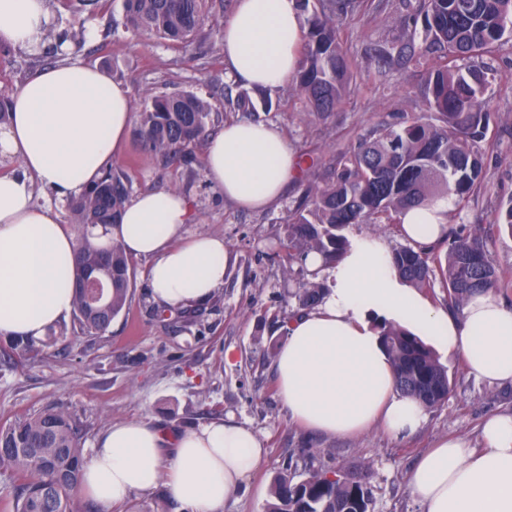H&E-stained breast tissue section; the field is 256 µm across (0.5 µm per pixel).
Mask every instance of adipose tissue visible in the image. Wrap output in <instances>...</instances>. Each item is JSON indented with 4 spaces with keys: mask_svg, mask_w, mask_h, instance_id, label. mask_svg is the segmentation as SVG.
Returning <instances> with one entry per match:
<instances>
[{
    "mask_svg": "<svg viewBox=\"0 0 512 512\" xmlns=\"http://www.w3.org/2000/svg\"><path fill=\"white\" fill-rule=\"evenodd\" d=\"M55 15L49 0H0V44L36 48ZM224 64L250 88L274 89L298 69L303 29L295 0H236L222 24ZM128 90L108 73L74 56L33 72L12 96L0 126V335L36 341L74 308L70 284L77 242L35 187L77 197L96 183L117 154L132 122ZM208 181L244 210L269 207L300 159L272 124L229 122L204 152ZM447 199L406 211L403 233L429 244L448 222ZM189 204L175 192H144L127 204L108 235L125 252L149 260L155 300L168 308L204 301L224 283L229 248L216 236H186ZM325 268L322 302L295 317L274 365L289 418L308 430L355 437L384 427L400 437L425 422V407L402 395L377 322L420 336L468 373L491 384L512 383V308L494 292L473 295L462 311L435 308L394 270L382 239L353 237ZM480 447L444 437L408 475L422 512H512V412L485 418ZM259 437L221 420L179 432L147 422L115 424L97 439L79 491L114 512L132 494L164 479L190 512H223L224 502L259 466Z\"/></svg>",
    "mask_w": 512,
    "mask_h": 512,
    "instance_id": "ef3b65f1",
    "label": "adipose tissue"
}]
</instances>
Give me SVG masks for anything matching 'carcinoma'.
Masks as SVG:
<instances>
[{
	"label": "carcinoma",
	"mask_w": 512,
	"mask_h": 512,
	"mask_svg": "<svg viewBox=\"0 0 512 512\" xmlns=\"http://www.w3.org/2000/svg\"><path fill=\"white\" fill-rule=\"evenodd\" d=\"M307 29L294 90L304 107L322 119L341 108L356 69L355 56L342 36L343 22L362 10L366 0H296ZM125 26L188 50L214 27L208 0H123ZM422 24L418 58L435 55L416 105L429 117L396 113L338 152L320 168L315 151L304 153L307 185L286 218L284 248L288 262L296 252L319 253L336 262L349 244L343 230L351 224L401 223L408 209L448 198L457 209L466 206L485 180L479 143L489 124V71L485 59L512 38V0H417L405 21L411 33ZM232 105L244 112H267L269 97L256 103L248 90ZM213 122L212 108L193 92H142L135 140L158 167L192 163ZM132 185L123 169L108 166L101 181L70 203L76 224L86 229L120 223ZM433 245H410L391 252L399 275L422 291L440 282L448 312L460 311L476 293L512 286V267L490 258L488 230L480 224L452 229ZM91 269L105 272L104 307L93 305L81 284ZM75 320L85 335H100L126 305L134 279L121 245L112 240L79 241L74 273ZM325 288L301 282L292 293L298 310H309ZM382 346L394 367L399 390L427 409L448 402V367L421 339L392 324H378ZM85 452L76 422L62 409H47L0 426V471L17 481L11 512H92L76 501L83 477ZM330 468L294 480L288 473L274 482L267 512H373L371 489L357 481L328 478Z\"/></svg>",
	"instance_id": "obj_1"
}]
</instances>
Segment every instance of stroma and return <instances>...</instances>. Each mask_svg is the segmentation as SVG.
<instances>
[{"label": "stroma", "mask_w": 512, "mask_h": 512, "mask_svg": "<svg viewBox=\"0 0 512 512\" xmlns=\"http://www.w3.org/2000/svg\"><path fill=\"white\" fill-rule=\"evenodd\" d=\"M408 11L409 0H368L365 10L346 21L348 44L359 62L357 79L379 75L373 91H355L340 112L324 120L305 111L286 83L271 90L273 108L260 113V121L277 124L296 151L316 149L326 162L388 114L411 111V90L421 78V67L408 63L382 69L375 59L377 49L409 43L401 23ZM60 22L70 30L92 29L81 59L104 68L132 97L148 88L194 91L210 97L213 130L236 119L224 102V88L232 79L224 67L221 30L185 52L156 36L126 30L121 0H105L96 8H61ZM491 65L495 79L482 143L486 179L466 208L449 210L452 225L495 223L512 204V42L500 48ZM36 68L28 52L0 46V91L14 93ZM116 162L131 176L134 192L174 191L186 197L191 207L188 235L224 239L231 250L224 284L210 301L185 311L182 318L163 320L154 314L148 263L135 259L127 304L105 334L83 335L68 319L38 340L35 356L12 352L1 337L0 425L60 408L76 421L89 451L114 423L148 421L183 431L224 420L255 431L267 450L255 474L226 501L224 512H266L272 484L283 470L300 481L311 467L321 465L361 478L372 491L373 512H419L407 488L417 458L442 436H465L479 444V425L487 414L512 412L511 383L478 381L466 374L460 360L449 358L445 364L453 389L448 402L429 411L412 436L396 438L375 427L341 439L293 424L273 372L286 337L278 318L294 307L290 293L299 282L327 279L307 264H288L281 247L285 219L302 191V179L290 180L269 208L245 211L208 182L203 165H195L192 178L182 166L159 170L134 136H127Z\"/></svg>", "instance_id": "obj_1"}]
</instances>
